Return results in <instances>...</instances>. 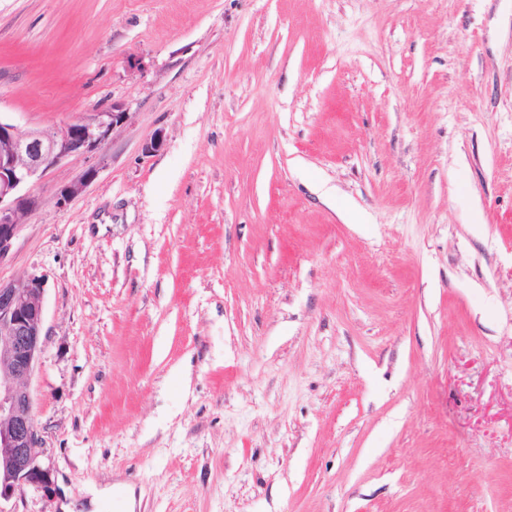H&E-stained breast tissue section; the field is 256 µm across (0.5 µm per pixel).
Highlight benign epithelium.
Segmentation results:
<instances>
[{
    "label": "benign epithelium",
    "mask_w": 512,
    "mask_h": 512,
    "mask_svg": "<svg viewBox=\"0 0 512 512\" xmlns=\"http://www.w3.org/2000/svg\"><path fill=\"white\" fill-rule=\"evenodd\" d=\"M127 117L114 105L51 134L22 130L0 119V259L10 251L21 224L39 207L30 183L73 155L101 149ZM95 176L96 170L88 169L57 193V204L67 205ZM45 286L42 275L0 283V502L10 501L28 486L52 492L51 467L43 461L27 385L42 353Z\"/></svg>",
    "instance_id": "benign-epithelium-1"
}]
</instances>
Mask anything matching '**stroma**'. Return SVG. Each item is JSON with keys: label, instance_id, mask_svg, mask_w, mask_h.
Listing matches in <instances>:
<instances>
[{"label": "stroma", "instance_id": "stroma-1", "mask_svg": "<svg viewBox=\"0 0 512 512\" xmlns=\"http://www.w3.org/2000/svg\"><path fill=\"white\" fill-rule=\"evenodd\" d=\"M115 104L0 260L55 484L9 512H512V0H0L1 118ZM95 176L96 170L94 168H89L79 180L71 183L57 193L56 203L59 206H66L70 201L84 191Z\"/></svg>", "mask_w": 512, "mask_h": 512}]
</instances>
